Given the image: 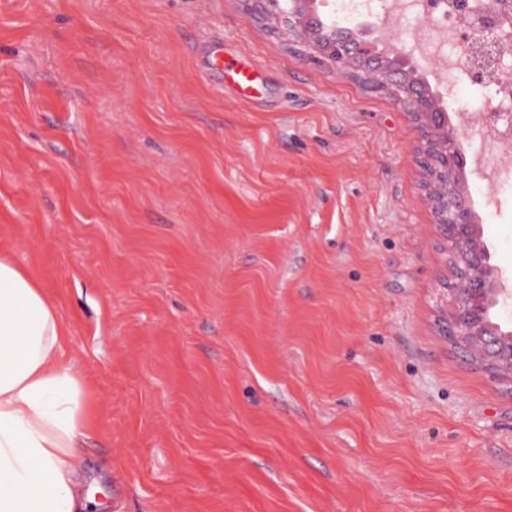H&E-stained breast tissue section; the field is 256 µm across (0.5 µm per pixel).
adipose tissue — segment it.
Listing matches in <instances>:
<instances>
[{"label":"adipose tissue","mask_w":512,"mask_h":512,"mask_svg":"<svg viewBox=\"0 0 512 512\" xmlns=\"http://www.w3.org/2000/svg\"><path fill=\"white\" fill-rule=\"evenodd\" d=\"M64 338L44 288L0 257V512H88L76 443L95 410Z\"/></svg>","instance_id":"ef3b65f1"}]
</instances>
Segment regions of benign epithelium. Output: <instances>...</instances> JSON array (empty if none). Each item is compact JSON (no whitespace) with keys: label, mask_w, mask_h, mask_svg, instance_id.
Wrapping results in <instances>:
<instances>
[{"label":"benign epithelium","mask_w":512,"mask_h":512,"mask_svg":"<svg viewBox=\"0 0 512 512\" xmlns=\"http://www.w3.org/2000/svg\"><path fill=\"white\" fill-rule=\"evenodd\" d=\"M284 36L306 62L341 72L367 91L391 99L419 134L416 163L421 190L439 228L450 276L443 277L440 323L459 352L512 391V324L499 317L509 298L505 277L492 264L468 177L483 176L485 157L466 148L468 133L512 128V104L500 101L474 117L453 121L444 105L447 86L417 53L407 30L389 14L340 26L323 12L328 0H241ZM464 47L461 66L479 86L512 81V60L493 34L512 14V0H444Z\"/></svg>","instance_id":"7a95c632"}]
</instances>
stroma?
<instances>
[{
  "label": "stroma",
  "mask_w": 512,
  "mask_h": 512,
  "mask_svg": "<svg viewBox=\"0 0 512 512\" xmlns=\"http://www.w3.org/2000/svg\"><path fill=\"white\" fill-rule=\"evenodd\" d=\"M417 145L240 0H0V254L96 404L84 488L112 512H512V393L439 328ZM469 186L510 277L512 190Z\"/></svg>",
  "instance_id": "35a3bbf8"
}]
</instances>
